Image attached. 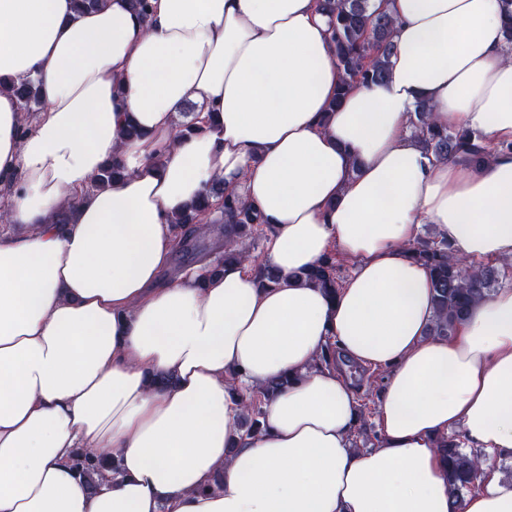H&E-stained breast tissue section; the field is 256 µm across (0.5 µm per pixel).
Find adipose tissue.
I'll use <instances>...</instances> for the list:
<instances>
[{
	"mask_svg": "<svg viewBox=\"0 0 512 512\" xmlns=\"http://www.w3.org/2000/svg\"><path fill=\"white\" fill-rule=\"evenodd\" d=\"M375 2L396 21L389 75L340 100L316 0H0V76L44 104L27 129L0 94V512H512L491 470L452 503L435 445L456 431L512 458V287L430 337L407 251L433 224L459 257L512 262L504 0ZM421 100L486 162L428 155ZM189 102L204 129L185 134ZM218 181L270 228L263 261L164 280L173 216ZM333 251L354 268L331 296L299 274ZM261 263L285 283L258 287ZM331 340L386 373L377 447L351 446L357 395L318 364ZM284 377L238 434L240 384ZM80 454L112 474L90 485Z\"/></svg>",
	"mask_w": 512,
	"mask_h": 512,
	"instance_id": "obj_1",
	"label": "adipose tissue"
}]
</instances>
